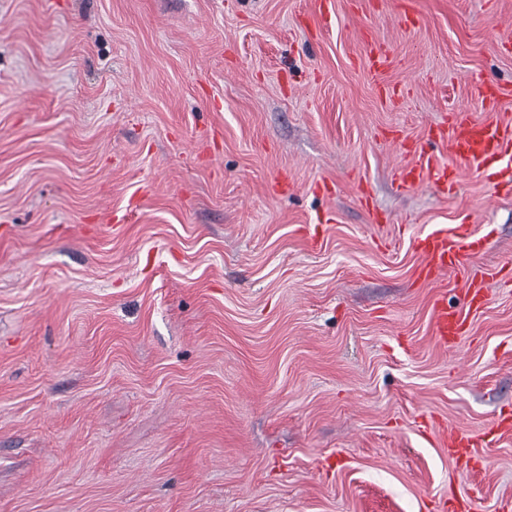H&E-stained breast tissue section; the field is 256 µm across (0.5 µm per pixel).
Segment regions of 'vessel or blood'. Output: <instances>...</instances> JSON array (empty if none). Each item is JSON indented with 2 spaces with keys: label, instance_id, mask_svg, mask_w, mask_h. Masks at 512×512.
<instances>
[{
  "label": "vessel or blood",
  "instance_id": "1",
  "mask_svg": "<svg viewBox=\"0 0 512 512\" xmlns=\"http://www.w3.org/2000/svg\"><path fill=\"white\" fill-rule=\"evenodd\" d=\"M480 97L483 106L493 110L503 99L512 97V87L488 82L481 87ZM440 144L447 146L449 161H440L434 155V147ZM402 149L410 160L394 170L393 180L399 188L426 185L445 195L456 189L464 172L473 171L486 176L495 195H512V123L505 125L493 119L477 122L460 110L449 117L447 124L429 133L426 141H411ZM488 244L487 237L477 235L470 224H439L413 242L420 257L417 278L435 289L432 317L441 345L456 343L465 336L472 317L486 304L484 275L472 266L471 258ZM450 277L456 279L463 297L455 306L439 292ZM440 445L447 448L449 458L461 472L478 466L479 436L451 429L442 432Z\"/></svg>",
  "mask_w": 512,
  "mask_h": 512
}]
</instances>
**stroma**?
I'll return each instance as SVG.
<instances>
[{
	"label": "stroma",
	"instance_id": "obj_1",
	"mask_svg": "<svg viewBox=\"0 0 512 512\" xmlns=\"http://www.w3.org/2000/svg\"><path fill=\"white\" fill-rule=\"evenodd\" d=\"M335 11L0 0V512H512V434L488 433L512 413V197L393 180L399 141L489 119L512 0ZM436 224L490 237L447 349L413 277ZM450 428L483 467L457 472ZM479 91L483 106L490 111L495 110L503 99L509 98L512 95V88L510 86L494 82L485 83ZM481 436L468 432L448 429L443 431L439 443L440 448L448 449V457L453 460L461 473H469L479 466V448Z\"/></svg>",
	"mask_w": 512,
	"mask_h": 512
}]
</instances>
